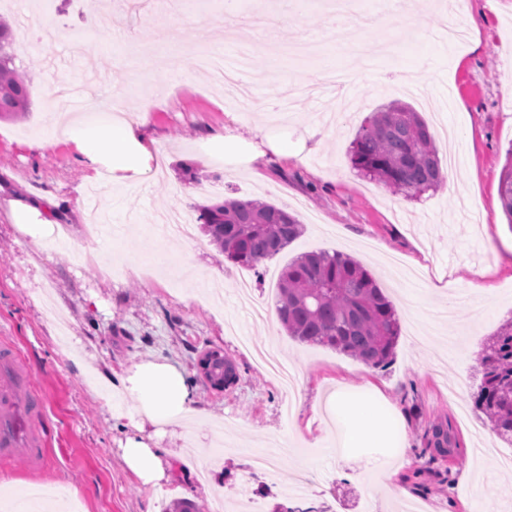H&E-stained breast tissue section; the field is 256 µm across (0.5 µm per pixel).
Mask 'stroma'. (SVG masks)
I'll use <instances>...</instances> for the list:
<instances>
[{
  "mask_svg": "<svg viewBox=\"0 0 512 512\" xmlns=\"http://www.w3.org/2000/svg\"><path fill=\"white\" fill-rule=\"evenodd\" d=\"M297 23L269 33L231 25L219 0L200 7L182 0H143L114 9L111 0H0V18L15 30L17 65L30 78L29 111L0 118V342L10 343L32 375L45 409L44 465L0 456V481L40 485L45 498L70 491L82 512H158L156 488L142 485L122 462L124 426L112 419V382L143 360L164 357L191 380L210 423L188 424L184 449L167 482L174 497L211 508L216 496L234 503L244 483L267 498L270 512H479L494 502L512 512V471L496 462L501 447L475 407L481 383L477 353L512 319V225L503 214L499 174L512 154V97L503 85L512 74V0H434L426 9L375 17L373 0H357L365 17L362 52L337 55L327 37L323 0H300ZM98 10L99 25L86 24ZM478 29H471V19ZM467 25L464 43L436 36L444 24ZM85 34L89 41L120 44L123 52L72 54L68 42H40L41 29ZM261 44H289L308 36L354 78L345 89L358 106L336 95H300L308 66L255 54L240 73L249 93L229 104L223 84L203 72L185 44L224 50L227 36ZM160 68L164 80L145 77ZM291 103L286 117L257 113L269 91ZM150 96L146 132L166 157L140 188L96 187L69 141L37 155L28 142L49 127L73 100L106 102L130 93ZM400 100L426 121L439 153L455 148L453 186L420 199L390 193L361 176L348 148L363 121L382 104ZM236 135L235 158L205 162L211 132ZM287 144L289 157L272 145ZM59 202L68 239L34 243L12 224L9 198ZM259 198L292 213L304 232L257 268L233 264L210 249L195 252L183 240L163 244L177 272L154 269L142 254L148 229L173 209L199 217L225 199ZM308 251L343 252L371 271L392 300L400 336L391 362L372 369L336 350L293 340L275 313L281 271ZM447 287H436V271ZM266 306L265 321L236 307L241 282ZM485 284L476 293L471 283ZM273 345L294 368V391L260 367L241 337ZM222 350L238 366L239 380L213 390L196 362L207 349ZM370 389L396 409L408 434L405 448H353L323 455L314 436L288 432L281 404L298 395V425L313 418L326 392ZM448 431L458 455L437 459L429 443L433 425ZM288 441L272 478L251 469L247 444ZM388 463L383 483L376 460ZM310 483L303 497L293 487L300 473Z\"/></svg>",
  "mask_w": 512,
  "mask_h": 512,
  "instance_id": "1",
  "label": "stroma"
}]
</instances>
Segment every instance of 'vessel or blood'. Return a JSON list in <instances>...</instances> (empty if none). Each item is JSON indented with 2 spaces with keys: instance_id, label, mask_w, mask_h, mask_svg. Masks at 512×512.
I'll use <instances>...</instances> for the list:
<instances>
[{
  "instance_id": "obj_1",
  "label": "vessel or blood",
  "mask_w": 512,
  "mask_h": 512,
  "mask_svg": "<svg viewBox=\"0 0 512 512\" xmlns=\"http://www.w3.org/2000/svg\"><path fill=\"white\" fill-rule=\"evenodd\" d=\"M28 374L22 370L17 352L0 349V453L36 461L44 438L38 426L43 407L35 404L27 390Z\"/></svg>"
}]
</instances>
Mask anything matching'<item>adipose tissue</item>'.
I'll return each instance as SVG.
<instances>
[{
  "label": "adipose tissue",
  "mask_w": 512,
  "mask_h": 512,
  "mask_svg": "<svg viewBox=\"0 0 512 512\" xmlns=\"http://www.w3.org/2000/svg\"><path fill=\"white\" fill-rule=\"evenodd\" d=\"M151 108V100L140 96L128 110L91 98L75 118L62 126L52 125L28 147L41 154L58 138H65L77 146L93 176L105 174L112 183L136 187L162 161L144 131ZM7 207L11 221L24 227L33 241L50 237L58 207L54 197L39 202L17 197ZM119 394L133 404L132 409L116 414L131 429L120 445L121 458L142 484L158 485L166 477L168 454L161 439H181L185 420L203 417L204 411L197 406L189 378L163 359L135 364L120 378ZM314 410L319 422L334 423L341 446L349 448L387 447L390 430L399 422L396 412L382 410L370 393L350 398L337 390L317 402Z\"/></svg>",
  "instance_id": "ef3b65f1"
}]
</instances>
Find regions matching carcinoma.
Wrapping results in <instances>:
<instances>
[{"label": "carcinoma", "mask_w": 512, "mask_h": 512, "mask_svg": "<svg viewBox=\"0 0 512 512\" xmlns=\"http://www.w3.org/2000/svg\"><path fill=\"white\" fill-rule=\"evenodd\" d=\"M12 45L13 27L0 19L1 115L25 112L30 104L29 83L15 65ZM348 157L358 173L410 200L437 189L445 179L426 122L399 101L380 106L364 121ZM499 198L512 224V160L501 169ZM200 220L227 260L250 267L302 234L295 216L265 201L226 199L202 208ZM278 294V319L292 339L332 348L370 368L390 361L400 335L395 309L358 261L339 252L304 253L282 271ZM478 361L482 382L476 408L494 432L512 438V321L484 343ZM216 370L224 375V388L237 383L231 358L222 357ZM432 443L437 455L453 457L439 424L433 426Z\"/></svg>", "instance_id": "carcinoma-1"}]
</instances>
